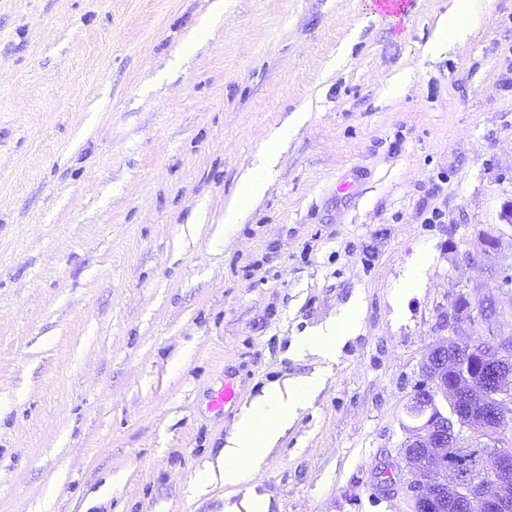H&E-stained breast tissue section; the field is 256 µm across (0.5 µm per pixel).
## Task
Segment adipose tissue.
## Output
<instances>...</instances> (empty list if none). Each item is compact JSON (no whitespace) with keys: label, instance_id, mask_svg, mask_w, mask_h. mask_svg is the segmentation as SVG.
<instances>
[{"label":"adipose tissue","instance_id":"adipose-tissue-1","mask_svg":"<svg viewBox=\"0 0 512 512\" xmlns=\"http://www.w3.org/2000/svg\"><path fill=\"white\" fill-rule=\"evenodd\" d=\"M277 163L275 145H268L255 165L241 178L233 203L225 212L226 223L263 195ZM361 315L359 301H351L342 313L317 327L311 335L297 340L300 354H311L321 362L335 361L346 340L356 330ZM322 371L307 377L288 378L270 385L256 402L242 408L224 448L215 463L203 470L199 484L236 488L259 472L265 455L279 443L300 413L306 410L324 387Z\"/></svg>","mask_w":512,"mask_h":512}]
</instances>
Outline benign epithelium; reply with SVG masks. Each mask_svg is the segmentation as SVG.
Listing matches in <instances>:
<instances>
[{
    "instance_id": "benign-epithelium-1",
    "label": "benign epithelium",
    "mask_w": 512,
    "mask_h": 512,
    "mask_svg": "<svg viewBox=\"0 0 512 512\" xmlns=\"http://www.w3.org/2000/svg\"><path fill=\"white\" fill-rule=\"evenodd\" d=\"M479 251L465 254L479 275L490 274L512 282L506 267H492L483 259L503 249L504 236L478 233ZM448 336L438 339L424 354L423 380L406 406L416 421L406 425L401 457L411 476L412 512H447L448 502L474 503L481 512H512V435L505 425L512 421V319L496 296L485 292L479 279H469L450 299L442 321ZM488 336L492 346L482 360L492 368L491 382L481 367L464 364L475 352L478 336ZM465 336L460 343L456 337ZM483 414L473 416L475 404ZM476 454L467 467L448 464V449Z\"/></svg>"
}]
</instances>
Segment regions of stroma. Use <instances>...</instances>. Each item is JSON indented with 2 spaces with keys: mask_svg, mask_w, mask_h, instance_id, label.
I'll return each mask as SVG.
<instances>
[{
  "mask_svg": "<svg viewBox=\"0 0 512 512\" xmlns=\"http://www.w3.org/2000/svg\"><path fill=\"white\" fill-rule=\"evenodd\" d=\"M212 2L0 0V512H224L240 491L194 486L241 408L320 368L251 490L411 512L422 358L479 230L512 238V0L453 42V0L399 32L367 0ZM354 298L336 361L295 354ZM275 143L273 139L258 156L255 165L242 176L237 196L225 212V224L234 223L239 214L267 189L277 163Z\"/></svg>",
  "mask_w": 512,
  "mask_h": 512,
  "instance_id": "stroma-1",
  "label": "stroma"
}]
</instances>
